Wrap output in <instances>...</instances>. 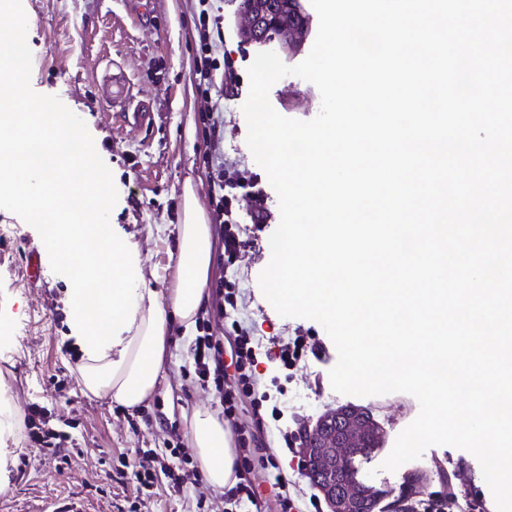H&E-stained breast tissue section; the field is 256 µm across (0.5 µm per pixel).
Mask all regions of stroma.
Returning a JSON list of instances; mask_svg holds the SVG:
<instances>
[{
	"instance_id": "35a3bbf8",
	"label": "stroma",
	"mask_w": 512,
	"mask_h": 512,
	"mask_svg": "<svg viewBox=\"0 0 512 512\" xmlns=\"http://www.w3.org/2000/svg\"><path fill=\"white\" fill-rule=\"evenodd\" d=\"M221 36L213 57L224 62V84L211 101L198 95L194 83L200 42L194 25L198 0H7L0 8V31L19 33L26 65L19 80L17 104L37 106L73 119L80 142H93L98 162L111 177L113 197L103 223L118 228L136 244L146 287L168 296L176 278L177 226L183 221L185 185L212 226L216 258L206 290L209 302L197 316L211 325L222 344L230 337L216 308L220 290L238 291L239 318L262 343L257 388L280 407L265 416L256 434L263 456L282 467L294 500V512H324L325 504L302 461L298 432L330 409L353 405L372 413L381 438L368 455L356 457L358 481L392 501L408 475L426 483L414 500L415 512H496L479 461L450 446L427 448L418 459L396 471L382 470L398 434L419 413V403L406 393L358 397L333 390L329 372L338 361L332 340L316 321L280 316L263 296L258 277L271 258L269 237L280 221L279 201L265 171L247 145L242 111L249 92L247 69L256 54L275 52L288 66L310 53L318 31L311 13L307 33L296 48L280 40L248 42L240 33L241 0H220ZM131 85L129 101L107 106L104 86L112 76ZM281 115L308 121L317 116L321 98L311 82L286 76L270 90ZM127 112H148L146 129L125 124ZM221 124V140L208 137L210 124ZM225 182L243 177L260 180L271 221L255 229L253 201L236 194L240 237L245 247L233 267L222 252L223 229L211 205L216 175ZM38 251L43 272L30 280L29 251ZM69 272L54 256V245L40 225L8 194L0 195V512H53L68 498L83 500L86 512H195L197 501H221L223 491L208 483H185L173 492L164 475L151 489L134 476L143 451L169 455L187 447V418L205 407L224 415L230 430L250 425L252 397L238 393L237 408L225 415L214 385L194 373L196 331L173 324L167 361L153 395L130 410L106 399L86 396L77 371L80 356L68 339ZM301 340L302 358L282 367L281 342ZM39 414H32V407ZM46 422L72 449L69 463L46 454L31 440L28 415ZM466 469L467 483L447 486L440 474Z\"/></svg>"
}]
</instances>
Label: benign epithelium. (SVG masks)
I'll use <instances>...</instances> for the list:
<instances>
[{
	"label": "benign epithelium",
	"mask_w": 512,
	"mask_h": 512,
	"mask_svg": "<svg viewBox=\"0 0 512 512\" xmlns=\"http://www.w3.org/2000/svg\"><path fill=\"white\" fill-rule=\"evenodd\" d=\"M263 26L261 16L255 11V0H243V23L241 34L248 40H260L258 29ZM365 411L344 406L324 413L311 428L304 430L302 454L304 467L323 496L328 512H376L379 500L377 491L364 483L355 482L357 490H345L336 462L328 459L334 449L345 448L347 452L359 447L363 432L372 431L378 438L373 420L363 424ZM420 478L412 476L391 503L392 512H412L411 501L419 493Z\"/></svg>",
	"instance_id": "obj_1"
}]
</instances>
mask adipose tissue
<instances>
[{"mask_svg": "<svg viewBox=\"0 0 512 512\" xmlns=\"http://www.w3.org/2000/svg\"><path fill=\"white\" fill-rule=\"evenodd\" d=\"M0 65L7 70L0 79V192L13 195L32 217L51 219L57 257L77 273L68 320L82 353L77 371L85 393L138 408L165 368L172 321L191 328L207 299L210 226L192 187H185L176 285L165 299L143 287L136 251L98 221L109 203L111 180L96 166L93 147L75 150L73 126L57 124L44 112L19 111L22 66L14 40L0 41ZM187 440L213 489L236 483L233 435L217 414L195 409Z\"/></svg>", "mask_w": 512, "mask_h": 512, "instance_id": "adipose-tissue-1", "label": "adipose tissue"}]
</instances>
